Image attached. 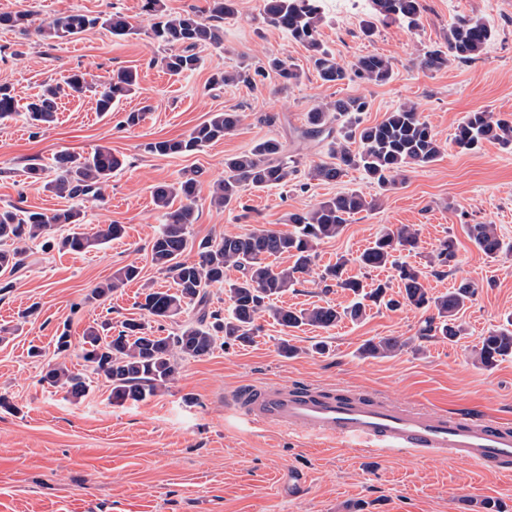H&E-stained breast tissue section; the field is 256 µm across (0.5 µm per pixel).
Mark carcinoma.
I'll list each match as a JSON object with an SVG mask.
<instances>
[{"mask_svg":"<svg viewBox=\"0 0 512 512\" xmlns=\"http://www.w3.org/2000/svg\"><path fill=\"white\" fill-rule=\"evenodd\" d=\"M366 9L371 19L363 23L362 32L370 36L377 20L399 21L410 29L418 27L423 5L421 0H367ZM143 11L153 20V39L169 49L160 63L173 76L198 68L197 48L223 45L224 31L220 23L236 15L235 0H211L206 18L194 10L171 15L165 9L164 0H144ZM262 13L268 23L311 52L314 69L322 83L337 85L355 77L366 83L380 84L391 79L393 67L386 57L361 56L347 68L324 48L319 40V27L325 18L323 0H263ZM28 21L26 12L0 13V27L24 28ZM98 24L120 38L136 32V26L119 12L104 18L72 12L55 18L37 32L43 40L53 43L75 37ZM495 37L496 31L489 23L473 17H457L449 25L446 45L425 51L418 57L417 66L425 71H436L452 60L475 61ZM273 75L280 79L284 88L300 80V73L287 58L273 57L236 71L217 73L212 83L242 82L257 90ZM101 86L96 109L105 114L134 93L137 74L120 69L111 73ZM88 87L84 73H74L62 84L45 85L24 106L26 120L35 127L51 124L56 119L60 97L80 93ZM368 108L366 98L354 96L307 112L304 134L327 143L330 156L328 162L309 166L308 179L336 182L355 170L376 185L382 196L404 182L409 168L427 167L439 158L441 144L417 103H402L375 124H366L361 118ZM18 112V102L11 88L0 85V120ZM239 122L238 112H216L187 136L152 141L146 145V150L157 156L189 155L223 139ZM453 142L462 152L472 151L484 142L512 150V121L485 110L469 112L456 127ZM120 165L111 148L99 146L87 155L60 153L54 157L51 167L33 164L26 168V174L29 179L41 181L45 174L53 172L54 178L46 181L45 186L59 197H99L112 179V172ZM299 173L296 162L286 156L283 143L267 138L246 152L224 158V177L213 184L212 202L224 208L237 205L246 213L248 208L242 204L245 188L283 187L296 180ZM197 186L198 180L192 175L174 183L157 184L152 190L153 204L162 212L164 224L151 241V261L170 275L175 290L147 289L141 304L144 317L124 321L122 330L115 336L109 335L104 325L91 326L82 336L81 358L90 364L95 375L108 383L112 402H144L168 388L180 373L182 362L203 359L218 347L251 343L260 330L257 320L265 313L285 331L302 326L328 330L345 318L352 321L363 318L370 301L389 308L414 307L425 313L435 310L423 320L419 329L422 338L439 335L452 341L465 334L459 313L473 301L475 285L463 282L442 296H430L422 272L396 259V254L410 253L418 247L417 233L408 227L385 229L355 258L349 260L342 256L320 270L318 277L325 288L336 287L352 293L355 301L350 306L339 309L327 303L297 309L272 305L274 299L313 270L315 246L339 236L352 216L374 209L377 199L368 200L358 191L348 190L309 209L290 213L288 221L293 224V230L289 233L258 229L196 243L190 227L196 220ZM122 234L120 224H109L95 231L87 228L84 212L78 207L49 214L18 206L0 208V244L11 242V247L0 248V271L12 272L21 267L30 242L42 239L49 247L55 241L62 249L84 252ZM468 237L489 257L497 256L504 248L493 224L468 225ZM193 250L196 258H185V254ZM282 256L291 264L274 266L267 262L270 257ZM455 260L456 243L447 237L440 241L435 261L441 267L451 268ZM351 262L365 270L393 265L400 292L395 296L390 294L389 285L381 282L366 289L362 279L347 274V265ZM230 271L237 272V277H228ZM140 274V268L134 264L123 266L111 279L94 288L92 294L107 297L139 279ZM216 285L224 287L229 300L225 314L208 308V288ZM192 306L198 308L195 317L182 321L176 331L166 336L156 334L155 327H163L164 322L175 319ZM406 346L407 342L399 337H380L364 343L360 353L366 358H384ZM507 358H512L511 330L493 329L481 337L480 347L475 350V359L480 365L492 367ZM43 381L50 387L64 389L73 401L80 400L91 389L89 378L64 365L49 369Z\"/></svg>","mask_w":512,"mask_h":512,"instance_id":"cac0c4a2","label":"carcinoma"}]
</instances>
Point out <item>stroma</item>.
<instances>
[{
  "label": "stroma",
  "mask_w": 512,
  "mask_h": 512,
  "mask_svg": "<svg viewBox=\"0 0 512 512\" xmlns=\"http://www.w3.org/2000/svg\"><path fill=\"white\" fill-rule=\"evenodd\" d=\"M143 0H0V13L27 12L31 34L0 28V84L13 88L19 104L48 82L76 72L101 83L114 70L139 75L136 94L113 112L96 110L87 91L62 97L56 121L35 129L22 118L0 124V207L14 204L50 213L75 205L89 226L120 224L124 233L87 252L30 245L24 266L0 275V512H485L487 502L512 512V475L486 473L465 459L373 454L325 439H308L274 428L249 426L225 404L227 395L246 384H305L354 390L390 404L414 405L428 412L465 408L512 421V358L491 369L474 363L481 336L512 317V151L495 143L460 152L452 142L466 113L486 109L512 116V0H423L415 30L385 21L372 36L362 24L361 0H327L319 38L341 64L380 55L393 63L383 84L359 80L322 83L307 49L289 40L262 17V0H236L237 13L224 24V47L202 48L195 72L169 75L159 59L164 49L150 36L152 20ZM91 16L120 12L131 17L136 35L118 40L95 27L68 40L46 44L36 36L67 12ZM480 18L497 31L494 42L471 63L451 62L437 71L421 70L417 57L444 44L458 16ZM280 56L301 73L297 85L281 88L269 79L254 90L242 83L212 86L218 71ZM363 96L370 103L365 123L382 121L401 103L419 104L444 151L425 168L409 170L402 185L380 196L377 209L355 215L343 233L316 247L317 267L352 258L381 230L413 226L418 248L408 257L422 271L433 295L466 281L477 294L462 313L466 333L458 341L420 338L421 311L382 305L368 308L357 322L343 321L328 331L304 326L282 334L271 317L260 320L252 344L215 351L182 364L178 378L141 403L116 405L105 383L94 382L80 401L49 387L43 376L64 364L91 375L81 358L84 331L104 320L120 330L124 320L141 315L144 286L162 290L173 282L153 265L150 242L163 222L151 188L200 171L195 240L253 229L292 231L291 212L347 190L365 196L377 189L357 171L341 181H309L261 191H245L248 218L238 209L210 203L212 184L224 175L225 157L243 153L260 140L283 142L288 157L305 170L327 160V149L302 137L305 117L319 104ZM143 110L138 126L127 127L126 113ZM234 110L242 119L223 140L186 156L148 153L147 143L181 138L211 114ZM276 114L275 125L260 123ZM110 147L121 165L103 197L61 198L43 183L27 178L33 163L50 164L60 152L87 154ZM470 224L496 225L508 248L496 257L477 250L466 235ZM457 243V265L432 263L444 237ZM133 264L141 278L105 300L92 290L119 268ZM348 292L324 290L316 275L302 278L279 305H347ZM71 336L69 350L58 351L61 330ZM399 336L409 344L395 356L365 358L370 339ZM297 347L295 356L279 351L281 339ZM326 342V353L314 350Z\"/></svg>",
  "instance_id": "stroma-1"
}]
</instances>
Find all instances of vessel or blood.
Returning a JSON list of instances; mask_svg holds the SVG:
<instances>
[{
    "label": "vessel or blood",
    "mask_w": 512,
    "mask_h": 512,
    "mask_svg": "<svg viewBox=\"0 0 512 512\" xmlns=\"http://www.w3.org/2000/svg\"><path fill=\"white\" fill-rule=\"evenodd\" d=\"M249 425L328 436L383 450L461 458L495 474L512 472V424L467 412L452 415L379 398L311 387H255L226 399Z\"/></svg>",
    "instance_id": "b4317fda"
}]
</instances>
